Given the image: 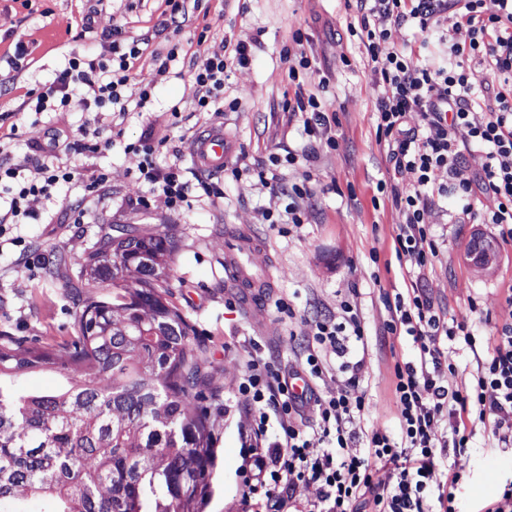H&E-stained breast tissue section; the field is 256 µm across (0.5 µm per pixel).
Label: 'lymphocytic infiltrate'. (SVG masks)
I'll use <instances>...</instances> for the list:
<instances>
[{
	"instance_id": "obj_1",
	"label": "lymphocytic infiltrate",
	"mask_w": 512,
	"mask_h": 512,
	"mask_svg": "<svg viewBox=\"0 0 512 512\" xmlns=\"http://www.w3.org/2000/svg\"><path fill=\"white\" fill-rule=\"evenodd\" d=\"M188 2L164 0L158 22L140 37L114 28L109 55L68 58L49 86L29 96L28 110L65 108L78 93L95 112H110L123 103L133 79L136 105L145 107L154 96L156 75L145 73L142 59L153 39L183 33ZM352 8L355 20L347 33L379 77L375 135L389 168L378 187L389 191L400 213L395 256L410 281L407 292L389 304L383 333L384 339L408 345L394 364L396 428L365 424L369 352L357 305L344 299L335 311L300 315L290 302L278 300V313L300 321L303 346L298 365L286 371L265 357L257 340L248 342L236 402L248 419L241 447L242 503L245 512H289L297 505L302 512H361L365 507L370 512H460L456 491L466 468L459 457L475 427L488 429L501 447L512 446V321L497 327L492 337H480L476 319L482 310L474 297L468 300L469 318L449 317L447 306L423 281L424 270L440 254L428 216L439 198L450 195L459 206L457 223L490 224L502 241H512V0H352ZM403 28L437 39L439 61L423 60L404 48L383 51ZM248 61L246 43L229 40L223 54L190 57L185 72L199 90L196 111L236 108V101L224 99V83L232 66ZM474 65L489 75L478 89L468 78ZM288 110L312 140L301 154H289V163L309 161L320 146L338 149L317 95L296 93ZM413 113L420 118L415 126L407 122ZM131 150L142 156L141 180L173 210L190 206L196 187L209 196L224 195L219 183L204 176L190 179L179 164L158 168L150 140ZM473 153L482 155L480 167L469 165ZM30 166L38 180L25 178ZM255 171L272 195L290 201L286 217H271V229L300 228L315 194L311 172L282 182L264 164ZM405 172L415 178L408 191L393 182ZM79 177L50 144L36 146L19 163L1 157L0 184L11 199L8 215H0V235L8 224L37 219L32 201H54ZM483 196L496 200L494 210L477 209ZM457 344L479 357L468 381L451 387L443 375L456 371L448 352ZM298 380L304 386L297 393ZM326 380L335 382V391H320ZM302 486L313 494L300 505L296 492Z\"/></svg>"
}]
</instances>
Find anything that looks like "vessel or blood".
Wrapping results in <instances>:
<instances>
[{"label":"vessel or blood","instance_id":"vessel-or-blood-1","mask_svg":"<svg viewBox=\"0 0 512 512\" xmlns=\"http://www.w3.org/2000/svg\"><path fill=\"white\" fill-rule=\"evenodd\" d=\"M235 150L223 129L212 128L198 136L189 146L195 165L208 173H220ZM261 248L247 230L229 229L224 236V266L234 287L247 289L255 317L266 312L268 288L274 285L272 270L254 267L252 256Z\"/></svg>","mask_w":512,"mask_h":512}]
</instances>
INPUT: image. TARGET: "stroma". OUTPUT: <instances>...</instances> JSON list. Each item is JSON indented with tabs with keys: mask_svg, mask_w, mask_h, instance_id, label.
Masks as SVG:
<instances>
[{
	"mask_svg": "<svg viewBox=\"0 0 512 512\" xmlns=\"http://www.w3.org/2000/svg\"><path fill=\"white\" fill-rule=\"evenodd\" d=\"M162 0H0V57L17 42L28 48V65L21 71L0 70V113H12L18 133L0 128V149L23 160L34 142L50 134H72L79 126L97 123L100 131L116 129L112 144L95 154L74 155L70 161L83 172L104 173L109 195L90 194L83 180L64 188L56 202L40 199L33 206L40 217L32 224L12 225L0 236V336L27 345L60 342L70 336L76 294L58 255L77 259L88 252L109 227L133 224L174 237L177 247L170 266V299L192 327L191 341L200 352L217 389L216 403L232 398L244 370L246 352L228 344V337L257 339L266 356L281 366H294L300 322L279 317L275 301L290 300L296 311L335 310L339 295L353 293L368 334L370 353L368 395L371 406L365 422L395 426L392 389L394 361L380 347V333L388 317L383 299L404 291L405 284L392 250L393 226L399 213L391 202L374 205L376 185L386 178L385 156L375 140L374 102L378 77L346 36L353 13L346 0H202L192 28L180 38L184 54H223L225 39L250 43L247 66L232 69L228 95L237 98L234 112L194 110V87L178 67L158 76L155 94L144 112L95 115L82 95H72L57 112L33 113L22 103L29 90L50 84L69 56L108 50L103 33L117 26L128 35L146 32L157 23ZM93 13L95 30L82 34L86 13ZM207 28L203 45L192 43L195 29ZM302 31L306 50L328 73L324 95L326 112L336 117L337 150L321 152L310 168L316 195L297 232L280 235L270 229L267 213L281 210L285 200L271 195L255 173L226 179L223 198L195 199L191 208L175 211L164 196H150L148 208L137 209L130 198L146 194L138 179L140 155L129 143L151 136L159 148L157 165L181 162L194 170L189 143L201 130L223 128L236 145L233 161L253 163L275 154L302 149L308 143L303 124L284 111L294 96L282 55L292 34ZM180 114H172V105ZM455 198L441 199L428 222L441 243V264L428 274L434 295L448 304L449 315L467 314L470 296H480L486 322L482 336H492L496 322L507 316L503 295L512 287V244L497 246L492 269L480 270L466 261L473 234L493 238L488 224H457ZM251 228L264 244L254 255L255 265L275 263L277 283L271 291L264 320H256L229 288L224 271V229ZM213 435L215 460L209 496L203 512H242V480L237 474L240 431L248 424L238 411L219 415ZM463 461L467 477L456 492L462 512H482L499 491L512 483V447H498L489 432L477 430Z\"/></svg>",
	"mask_w": 512,
	"mask_h": 512,
	"instance_id": "obj_1",
	"label": "stroma"
}]
</instances>
